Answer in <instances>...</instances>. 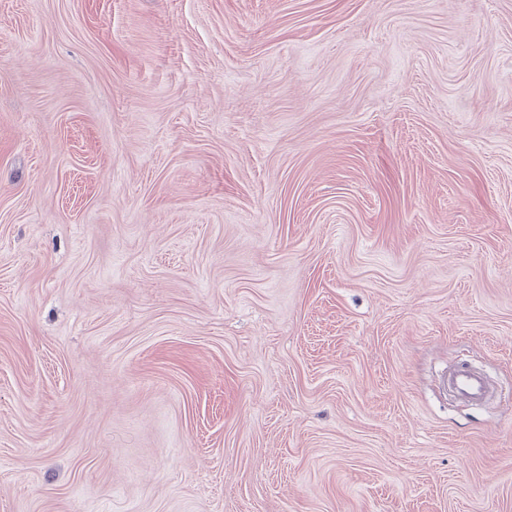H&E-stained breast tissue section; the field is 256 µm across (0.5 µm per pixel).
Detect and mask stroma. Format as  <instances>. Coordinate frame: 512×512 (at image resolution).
<instances>
[{"instance_id": "35a3bbf8", "label": "stroma", "mask_w": 512, "mask_h": 512, "mask_svg": "<svg viewBox=\"0 0 512 512\" xmlns=\"http://www.w3.org/2000/svg\"><path fill=\"white\" fill-rule=\"evenodd\" d=\"M0 512H512V0H0ZM448 389L457 399L472 405L483 403L489 395L486 375L469 365L453 367L448 374Z\"/></svg>"}]
</instances>
